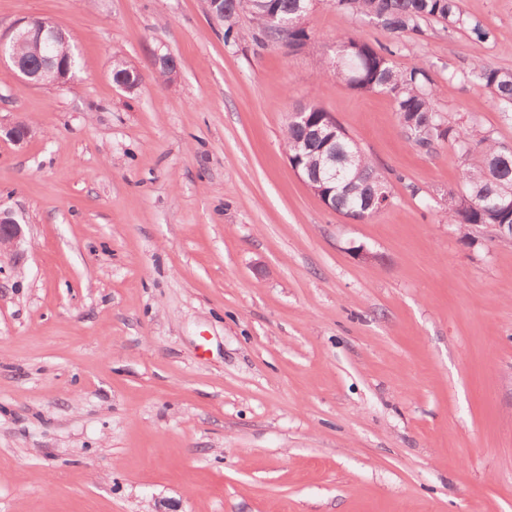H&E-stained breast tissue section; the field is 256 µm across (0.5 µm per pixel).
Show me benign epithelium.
<instances>
[{"label": "benign epithelium", "instance_id": "benign-epithelium-1", "mask_svg": "<svg viewBox=\"0 0 512 512\" xmlns=\"http://www.w3.org/2000/svg\"><path fill=\"white\" fill-rule=\"evenodd\" d=\"M61 35L59 26L44 19L38 22L33 19L21 21L14 27L10 39L0 38V63L10 62L22 78L31 84L63 86L75 76L72 58L58 56L48 59L42 76L37 78L24 68L20 58L12 52L13 45L18 42L47 43ZM22 239V224L14 218L11 211L0 209V253L13 249Z\"/></svg>", "mask_w": 512, "mask_h": 512}]
</instances>
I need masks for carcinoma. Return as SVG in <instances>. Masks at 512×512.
Returning <instances> with one entry per match:
<instances>
[{"label":"carcinoma","mask_w":512,"mask_h":512,"mask_svg":"<svg viewBox=\"0 0 512 512\" xmlns=\"http://www.w3.org/2000/svg\"><path fill=\"white\" fill-rule=\"evenodd\" d=\"M340 11L373 20L399 45L421 32V23L434 19L454 29H469L478 38L488 32L461 12L458 0H328ZM313 0H224V38L232 33V19L248 11L256 22L260 42H284L294 52L311 40L306 19ZM338 51L350 65L337 76L358 92L383 91L390 95L401 125L411 142L422 149L443 143L464 150L478 148L482 165L464 169L462 193L448 192L447 214L451 224L512 225V152L498 147L489 132L451 125L436 110L437 88L423 67L398 70L389 62V47L377 49L348 36L337 41ZM460 79L484 89L499 105L512 106V71L472 65ZM303 123L288 121L285 140L293 169L321 190L334 210L348 219L362 221L375 214V202L392 198L389 184L373 160L349 136L334 132L333 117L324 108L308 105ZM336 139L325 144V136Z\"/></svg>","instance_id":"1"}]
</instances>
